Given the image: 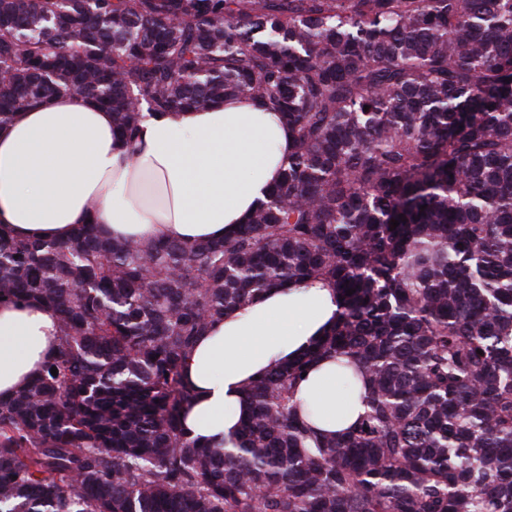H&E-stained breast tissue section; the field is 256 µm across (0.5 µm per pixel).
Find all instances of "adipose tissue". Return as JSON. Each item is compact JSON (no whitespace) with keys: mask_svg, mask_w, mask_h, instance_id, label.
Wrapping results in <instances>:
<instances>
[{"mask_svg":"<svg viewBox=\"0 0 512 512\" xmlns=\"http://www.w3.org/2000/svg\"><path fill=\"white\" fill-rule=\"evenodd\" d=\"M290 150L279 114L245 98L150 118L128 147L114 138L110 112L61 93L17 113L0 132V225L36 240L68 239L90 220L118 238L219 239L266 199ZM338 309L335 289L312 279L225 312L184 366L196 392L187 436L218 447L229 442L248 382L309 350ZM58 336L51 309L0 304V397L38 372ZM296 398L315 403L314 425L329 434L346 432L367 409L365 400L346 395L332 359L312 366Z\"/></svg>","mask_w":512,"mask_h":512,"instance_id":"adipose-tissue-1","label":"adipose tissue"}]
</instances>
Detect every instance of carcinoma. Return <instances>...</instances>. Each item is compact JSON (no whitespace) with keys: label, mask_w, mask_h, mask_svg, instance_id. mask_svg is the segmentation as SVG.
Returning a JSON list of instances; mask_svg holds the SVG:
<instances>
[{"label":"carcinoma","mask_w":512,"mask_h":512,"mask_svg":"<svg viewBox=\"0 0 512 512\" xmlns=\"http://www.w3.org/2000/svg\"><path fill=\"white\" fill-rule=\"evenodd\" d=\"M0 69V130L73 92L130 143L243 97L294 139L219 240L0 227V303L60 329L0 398V512H512V0H0ZM317 278L334 326L249 383L235 447L188 438L200 337ZM323 357L367 391L338 438L296 410Z\"/></svg>","instance_id":"obj_1"}]
</instances>
